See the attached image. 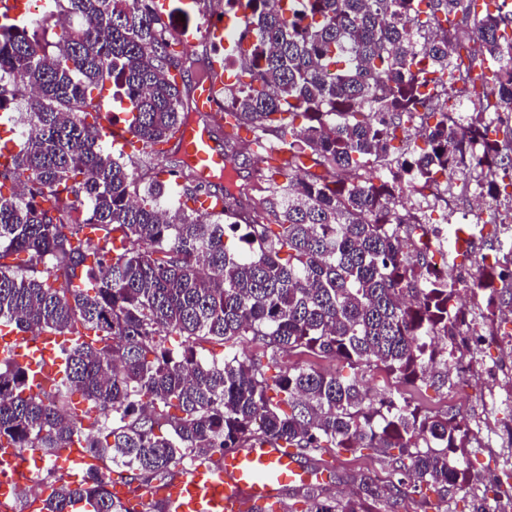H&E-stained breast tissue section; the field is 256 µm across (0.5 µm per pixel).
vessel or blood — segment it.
Masks as SVG:
<instances>
[{
    "instance_id": "vessel-or-blood-1",
    "label": "vessel or blood",
    "mask_w": 512,
    "mask_h": 512,
    "mask_svg": "<svg viewBox=\"0 0 512 512\" xmlns=\"http://www.w3.org/2000/svg\"><path fill=\"white\" fill-rule=\"evenodd\" d=\"M217 87L212 73L197 77L194 101L198 111H214ZM182 147L205 171L223 169L224 157L215 148L208 129H187ZM65 344V337L52 333L22 336L12 327L0 326V357L27 367L35 392L49 389L58 379L62 359L57 350ZM301 473L296 458L273 443L262 442L187 469L164 485L159 496L167 512H250L254 505L296 483Z\"/></svg>"
}]
</instances>
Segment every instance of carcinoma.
Returning <instances> with one entry per match:
<instances>
[{
	"label": "carcinoma",
	"mask_w": 512,
	"mask_h": 512,
	"mask_svg": "<svg viewBox=\"0 0 512 512\" xmlns=\"http://www.w3.org/2000/svg\"><path fill=\"white\" fill-rule=\"evenodd\" d=\"M477 2L224 0L247 35L224 121L282 144L280 165L259 170L271 194L260 205L234 181L235 136L220 128L224 179L176 144L164 182L114 158L87 122L110 79L143 152L207 123L172 74L181 63L155 0H50L67 21L55 42L39 22L0 23V104L25 100L31 128L0 163V326L70 337L42 393L0 358V444L52 458L76 441L97 461L76 486L43 468L46 512L76 498L130 512L112 483L151 489L262 441L316 456V472L348 449L387 459L395 481L363 474L341 505L319 483L294 487L301 512H375L395 493L447 512L473 466L468 430L410 394L456 385L448 359L470 312L458 281L408 247L422 221L399 199L453 170L512 204V5ZM412 129L426 147L393 155ZM202 199L209 209L192 207ZM87 227L101 232L94 250ZM21 253L25 264L8 262ZM245 341L262 357L242 356ZM211 342L222 357L198 354ZM306 353L382 385L279 363ZM114 464L128 475L112 478Z\"/></svg>",
	"instance_id": "cac0c4a2"
}]
</instances>
